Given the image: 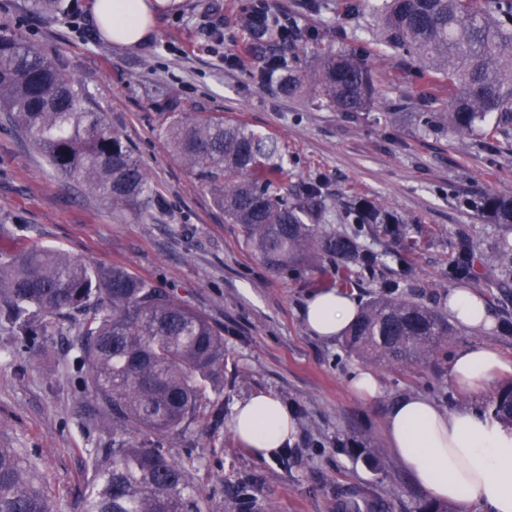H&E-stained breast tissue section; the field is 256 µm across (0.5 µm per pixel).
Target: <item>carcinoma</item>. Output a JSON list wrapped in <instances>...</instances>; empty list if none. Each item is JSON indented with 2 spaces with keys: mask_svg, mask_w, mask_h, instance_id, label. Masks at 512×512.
<instances>
[{
  "mask_svg": "<svg viewBox=\"0 0 512 512\" xmlns=\"http://www.w3.org/2000/svg\"><path fill=\"white\" fill-rule=\"evenodd\" d=\"M367 0H343L342 21ZM379 37L448 86V109L418 112L423 130L464 138L479 134L489 150L512 126V0H383ZM246 23L256 46L293 45L302 37L292 18L255 0ZM312 86L338 112L359 114L374 103V80L353 52H329L309 70H289L280 83L294 95ZM83 86L64 76L32 43L0 35V109L46 155L60 177L80 181L121 211L155 204L149 178L100 112L85 106ZM493 127H486L489 117ZM166 136L184 163L211 189L230 224L241 225L250 250L274 272L345 259L371 269L379 255L329 231L318 179L281 191L288 170L277 143L247 125L174 120ZM494 223L512 229V194L481 203ZM355 223L389 236L403 232L392 213L349 208ZM19 219L0 218V327L22 347L44 330L78 317L76 348L83 389L94 401L87 423L108 436L85 451L80 512H204L190 470L168 452L204 413L209 389L224 381V331L204 315L121 267L88 263L57 249L24 246ZM501 281L512 280V244L502 235L490 251ZM452 335L433 308L392 286L364 305L345 332L351 352L392 365L435 356ZM489 411L512 425V383ZM0 512H52L35 464L18 448H0Z\"/></svg>",
  "mask_w": 512,
  "mask_h": 512,
  "instance_id": "obj_1",
  "label": "carcinoma"
}]
</instances>
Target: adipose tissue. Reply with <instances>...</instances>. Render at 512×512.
Here are the masks:
<instances>
[{
  "label": "adipose tissue",
  "instance_id": "adipose-tissue-1",
  "mask_svg": "<svg viewBox=\"0 0 512 512\" xmlns=\"http://www.w3.org/2000/svg\"><path fill=\"white\" fill-rule=\"evenodd\" d=\"M167 0H92L97 26L113 44L133 46L146 38ZM455 319L471 328L486 326L484 301L467 289L448 295ZM358 313L357 303L340 290H324L306 304L308 328L331 340L345 333ZM512 373V362L486 345L460 349L450 366L453 387L465 394L490 389ZM230 430L255 457L273 459L292 443L296 422L276 397L259 394L235 407ZM396 457L431 500L454 503L462 512H512V427L465 407L444 410L419 395L401 397L385 418Z\"/></svg>",
  "mask_w": 512,
  "mask_h": 512
}]
</instances>
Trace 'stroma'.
<instances>
[{
	"mask_svg": "<svg viewBox=\"0 0 512 512\" xmlns=\"http://www.w3.org/2000/svg\"><path fill=\"white\" fill-rule=\"evenodd\" d=\"M247 2L178 0L143 42L122 47L99 31L88 0H62V10L51 16L35 12L32 0H0V34L37 45L85 87L87 107L121 134L156 193L151 212L114 211L86 187L62 183L2 111L0 217L24 222L25 242L124 266L223 328L224 389L211 397L223 412L205 414L174 436L170 449L175 459L194 462L193 482L209 512H238L243 486L249 512H343L350 497L375 504L376 512H419L428 497L390 448L384 420L409 394L445 410L483 408L489 393H460L449 378L452 358L469 344L484 343L512 361V282L495 279L484 266L500 229L477 207L486 194L512 191V136L491 152L470 138L418 129L413 113L442 111L447 94L420 74L414 57L376 44L380 0H369V10L345 28L342 0H319L316 12L310 0H270L305 34L288 52L289 66L308 68L326 51L366 46L376 87L367 112L346 116L309 87L283 95L274 75L254 81L263 59L253 52L244 22ZM177 116L246 123L276 140L289 182L321 179L336 202L333 229L382 259L374 271L353 269L348 292L358 304L394 285L444 312L449 292L463 287L484 300L491 324H453L431 363L408 368L365 361L345 352L340 340L315 337L303 309L338 281L339 262L269 271L169 144L165 129ZM358 200L396 213L404 233L359 230L346 214L347 204ZM465 244L473 249L474 268L459 281L451 269ZM36 343L42 352L33 355L0 331V448L23 449L37 462L53 512H79L83 451L104 436L84 423L91 400L81 394L73 367V321L48 327ZM360 368L377 378L376 396L350 389L349 376ZM258 394L277 397L298 427L294 444L272 460L242 448L230 430L234 407ZM371 458L380 470L368 466Z\"/></svg>",
	"mask_w": 512,
	"mask_h": 512,
	"instance_id": "obj_1",
	"label": "stroma"
}]
</instances>
